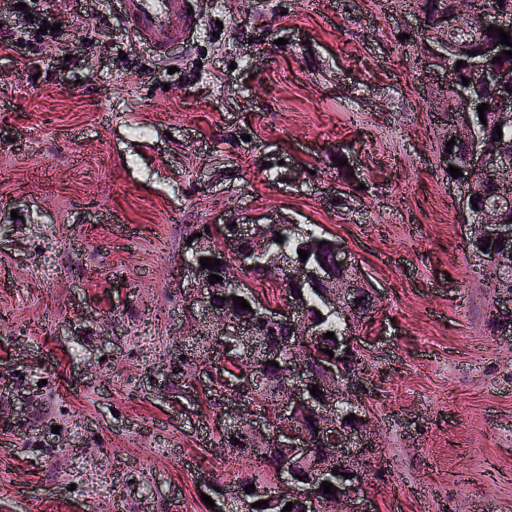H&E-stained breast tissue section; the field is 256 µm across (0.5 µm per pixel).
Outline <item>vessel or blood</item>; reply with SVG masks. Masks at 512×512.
<instances>
[{
	"mask_svg": "<svg viewBox=\"0 0 512 512\" xmlns=\"http://www.w3.org/2000/svg\"><path fill=\"white\" fill-rule=\"evenodd\" d=\"M193 0H122V19L152 49L164 58L183 45L199 24L192 13Z\"/></svg>",
	"mask_w": 512,
	"mask_h": 512,
	"instance_id": "b4317fda",
	"label": "vessel or blood"
}]
</instances>
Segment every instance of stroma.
<instances>
[{"mask_svg": "<svg viewBox=\"0 0 512 512\" xmlns=\"http://www.w3.org/2000/svg\"><path fill=\"white\" fill-rule=\"evenodd\" d=\"M0 51V512H222L186 241L231 210L348 252L376 512H512V338L439 164L448 69L418 0H196L158 61L118 0H29ZM176 73H169V66Z\"/></svg>", "mask_w": 512, "mask_h": 512, "instance_id": "stroma-1", "label": "stroma"}]
</instances>
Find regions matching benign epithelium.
Instances as JSON below:
<instances>
[{
	"mask_svg": "<svg viewBox=\"0 0 512 512\" xmlns=\"http://www.w3.org/2000/svg\"><path fill=\"white\" fill-rule=\"evenodd\" d=\"M470 0H459L453 13L441 12L433 22L444 33L461 28L462 18L469 12ZM512 27V13L502 10L485 12L470 29L480 58L468 62L466 86L457 82L448 92V134L446 140L464 142L465 157L442 152L440 165L448 169L462 164L476 175L489 174L494 181L512 182V163L503 155L501 144L492 140L488 126L481 124L477 106L486 102L483 90L496 91L494 103L485 111L486 121L501 128L512 127V80L502 71L487 64L502 51L512 48L497 43L487 27ZM461 214L472 221L473 234L493 242H512V195L491 193L479 209L474 210L467 198L460 202ZM224 244L231 251L219 256L224 268L245 271L263 267L265 275L280 280L286 288L282 303L259 297L249 286L227 287L225 272L200 267L199 259L208 249L205 237L193 243L192 256L197 281V299L212 315L210 333L219 338L221 355L237 357L245 366L224 373V447L227 452H249L268 447L287 450L278 473V490H266L273 499H305L328 481L337 487L335 495L324 504L326 512H372L360 498L364 482L363 457L371 450L364 435L361 396V374L345 375V369L357 361L359 349L353 337L355 321L375 306V296L363 288L361 277L350 254L337 241L321 239L296 224H250L235 212L226 224ZM290 236L298 249L288 252L275 242L276 234ZM309 253L299 258L298 250ZM484 266L504 279L512 277V251L475 254ZM218 274L222 282L209 283L210 274ZM318 287L323 315L339 319L342 328L335 331L329 349L312 368L297 338H318L325 334L321 322L309 314L305 297L296 294L300 288ZM247 300L250 309L235 305L232 297ZM281 326L292 328L288 340H272ZM277 362L279 367L272 366ZM318 386L322 395L310 394ZM273 393L275 416L256 406L254 397L263 390ZM355 414V419L345 417ZM239 443H234V440ZM340 471L336 475L333 470ZM351 474L347 479L341 473Z\"/></svg>",
	"mask_w": 512,
	"mask_h": 512,
	"instance_id": "1",
	"label": "benign epithelium"
}]
</instances>
